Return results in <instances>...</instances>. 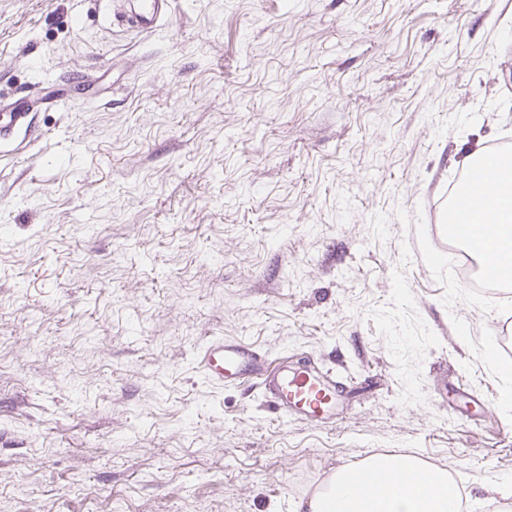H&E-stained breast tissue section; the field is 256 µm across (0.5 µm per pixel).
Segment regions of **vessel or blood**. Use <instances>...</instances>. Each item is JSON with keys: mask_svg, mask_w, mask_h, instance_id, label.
Masks as SVG:
<instances>
[{"mask_svg": "<svg viewBox=\"0 0 512 512\" xmlns=\"http://www.w3.org/2000/svg\"><path fill=\"white\" fill-rule=\"evenodd\" d=\"M173 0H135L129 10L121 12L125 27L138 33H151L167 22ZM58 98L45 95L36 86L24 97L0 100V154L8 155L9 140L27 130L34 108L58 105ZM496 191V181L483 163H476L452 188L446 205L436 216L445 239L457 240L460 226L486 220L482 202ZM197 364L206 378L217 385L258 382L266 401L278 417L288 416L305 422H322L335 416L342 391L335 378L303 365H270L267 357L238 342L213 339L199 350Z\"/></svg>", "mask_w": 512, "mask_h": 512, "instance_id": "vessel-or-blood-1", "label": "vessel or blood"}]
</instances>
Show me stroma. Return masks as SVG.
<instances>
[{"label":"stroma","instance_id":"obj_1","mask_svg":"<svg viewBox=\"0 0 512 512\" xmlns=\"http://www.w3.org/2000/svg\"><path fill=\"white\" fill-rule=\"evenodd\" d=\"M510 43L512 0H174L146 37L0 0V97L98 79L0 161V512H293L383 453L512 512V293L427 259L512 144ZM220 337L334 369L335 418L208 381ZM496 191V181L490 176L483 162L476 163L465 177L461 178L448 195V202L436 216V224H441L440 232L447 240H457L460 225L475 222H489L482 209V202Z\"/></svg>","mask_w":512,"mask_h":512}]
</instances>
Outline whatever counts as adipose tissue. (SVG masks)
I'll return each instance as SVG.
<instances>
[{
	"label": "adipose tissue",
	"instance_id": "obj_1",
	"mask_svg": "<svg viewBox=\"0 0 512 512\" xmlns=\"http://www.w3.org/2000/svg\"><path fill=\"white\" fill-rule=\"evenodd\" d=\"M495 206L498 218L490 241L499 262L494 275L512 282V183ZM368 466V477L352 485L347 484L345 471L336 472L326 488L300 499L295 512H460L447 472L435 471L429 481H420V465L410 457H377Z\"/></svg>",
	"mask_w": 512,
	"mask_h": 512
}]
</instances>
